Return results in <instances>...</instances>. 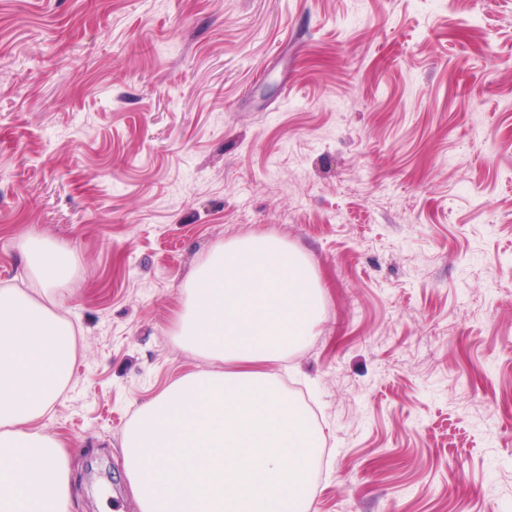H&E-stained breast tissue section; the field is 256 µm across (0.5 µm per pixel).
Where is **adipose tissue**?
<instances>
[{
  "label": "adipose tissue",
  "mask_w": 512,
  "mask_h": 512,
  "mask_svg": "<svg viewBox=\"0 0 512 512\" xmlns=\"http://www.w3.org/2000/svg\"><path fill=\"white\" fill-rule=\"evenodd\" d=\"M40 298L0 289V512H71L72 470L54 436L36 430L71 378L73 326L60 311L76 258L42 237L20 245Z\"/></svg>",
  "instance_id": "adipose-tissue-1"
}]
</instances>
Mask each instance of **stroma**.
<instances>
[{
    "label": "stroma",
    "mask_w": 512,
    "mask_h": 512,
    "mask_svg": "<svg viewBox=\"0 0 512 512\" xmlns=\"http://www.w3.org/2000/svg\"><path fill=\"white\" fill-rule=\"evenodd\" d=\"M300 250L311 512H512V0H0V289L78 263L73 379L39 421L72 512H138L137 408L218 362L174 343L226 241Z\"/></svg>",
    "instance_id": "35a3bbf8"
}]
</instances>
